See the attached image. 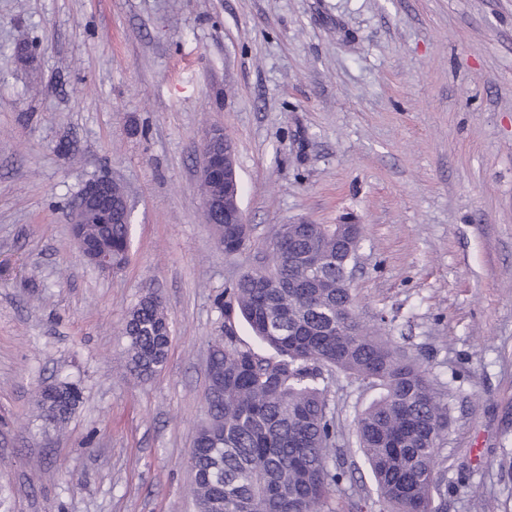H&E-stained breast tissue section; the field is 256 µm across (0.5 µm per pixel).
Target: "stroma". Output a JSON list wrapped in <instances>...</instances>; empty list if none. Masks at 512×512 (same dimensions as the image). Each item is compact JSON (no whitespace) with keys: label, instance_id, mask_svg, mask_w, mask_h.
Masks as SVG:
<instances>
[{"label":"stroma","instance_id":"obj_1","mask_svg":"<svg viewBox=\"0 0 512 512\" xmlns=\"http://www.w3.org/2000/svg\"><path fill=\"white\" fill-rule=\"evenodd\" d=\"M223 126L253 242L225 254L201 148ZM128 196L127 265H86L83 185ZM279 224H358L356 312L445 395L443 512H512V0H0V486L10 512H196L215 297ZM173 326L149 378L127 313ZM82 399L62 426L36 392ZM344 500L380 512L335 373ZM122 334L126 339L125 354L129 372L149 377L166 363L172 339L169 319L160 298L144 296L128 313Z\"/></svg>","mask_w":512,"mask_h":512}]
</instances>
